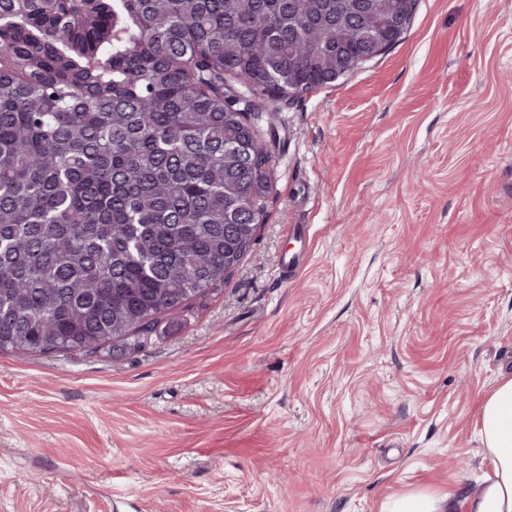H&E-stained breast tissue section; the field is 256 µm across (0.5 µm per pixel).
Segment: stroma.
Listing matches in <instances>:
<instances>
[{
	"mask_svg": "<svg viewBox=\"0 0 512 512\" xmlns=\"http://www.w3.org/2000/svg\"><path fill=\"white\" fill-rule=\"evenodd\" d=\"M273 125L251 251L152 344L0 349V512L479 490V403L512 373V0H417L397 44Z\"/></svg>",
	"mask_w": 512,
	"mask_h": 512,
	"instance_id": "obj_1",
	"label": "stroma"
}]
</instances>
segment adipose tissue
Listing matches in <instances>:
<instances>
[{
  "instance_id": "adipose-tissue-1",
  "label": "adipose tissue",
  "mask_w": 512,
  "mask_h": 512,
  "mask_svg": "<svg viewBox=\"0 0 512 512\" xmlns=\"http://www.w3.org/2000/svg\"><path fill=\"white\" fill-rule=\"evenodd\" d=\"M479 424L488 465L481 491L408 495L391 512H512V376L501 377L482 397Z\"/></svg>"
}]
</instances>
